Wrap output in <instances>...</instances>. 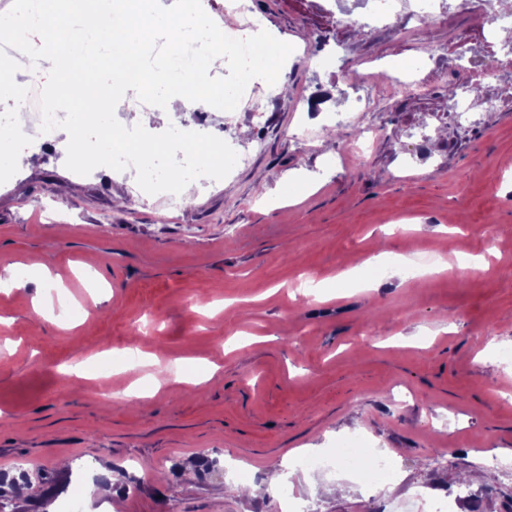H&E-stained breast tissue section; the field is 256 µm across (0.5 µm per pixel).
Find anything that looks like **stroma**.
I'll return each instance as SVG.
<instances>
[{
	"label": "stroma",
	"mask_w": 512,
	"mask_h": 512,
	"mask_svg": "<svg viewBox=\"0 0 512 512\" xmlns=\"http://www.w3.org/2000/svg\"><path fill=\"white\" fill-rule=\"evenodd\" d=\"M252 3L271 43L288 46V96L142 111L149 132L206 129L248 165L193 181L172 209L132 168L75 180L60 129L0 184V277L27 282L0 288V473L34 466L58 486L37 484L9 512H61L78 472L112 488L82 512H275L287 493L317 512H397L486 458L512 463V363L497 357L512 349V68L485 44L491 11L450 0L446 21L374 24L359 0ZM393 62L426 93H382ZM475 71L499 103L460 123L448 91ZM356 91L374 107L324 153L326 103L348 111ZM364 129L377 133L365 152ZM424 251L452 272L411 273ZM382 252V278L337 282ZM132 346L157 365L77 376ZM188 362L210 379L123 397ZM354 434L394 478L370 487L334 466L320 474L344 492L311 491L296 459ZM204 455L218 471L198 475ZM241 470L264 498L239 494Z\"/></svg>",
	"instance_id": "1"
}]
</instances>
